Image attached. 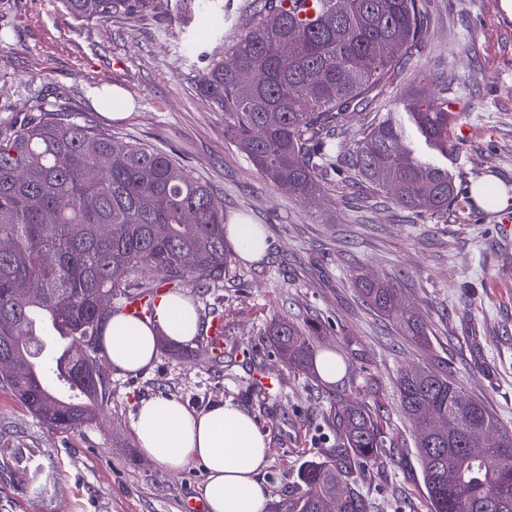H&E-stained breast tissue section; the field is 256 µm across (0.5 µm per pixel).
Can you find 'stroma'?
<instances>
[{
  "instance_id": "35a3bbf8",
  "label": "stroma",
  "mask_w": 512,
  "mask_h": 512,
  "mask_svg": "<svg viewBox=\"0 0 512 512\" xmlns=\"http://www.w3.org/2000/svg\"><path fill=\"white\" fill-rule=\"evenodd\" d=\"M198 0H164L156 12L87 23L62 0H0V107L45 94L51 109L126 139L171 152L211 185L225 218L262 225L270 248L257 264L233 259L219 287L184 283L203 323L224 322V361L201 344L187 355L159 350L148 371L132 375L103 362L107 410L69 433L44 429L0 389V445L53 451L58 485L51 496H14L0 478V512H187L198 500L200 465L170 474L144 457L133 433L141 399L173 395L200 411L229 401L246 409L269 440L262 474L264 512H288L303 490L306 461L322 458L339 438L330 417L361 404L381 422L379 463H353L352 481L370 512H428L415 432L400 412L396 379L411 367L447 365L466 392L512 428V231L507 210L477 207L472 183L512 190V18L500 0H431L429 38L410 74L389 81L380 104L408 92H438L459 117L449 155L457 194L447 219L398 207L356 182L332 176L326 191L303 202L269 185L224 137V115L197 91L205 65L193 44L211 49L198 28ZM119 90L127 116L112 119L94 90ZM389 283L402 306L422 317L420 346L370 312L354 276ZM319 318L325 330L313 354L345 363L335 382L285 362L268 334L278 318Z\"/></svg>"
}]
</instances>
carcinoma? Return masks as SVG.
Listing matches in <instances>:
<instances>
[{
	"label": "carcinoma",
	"instance_id": "carcinoma-1",
	"mask_svg": "<svg viewBox=\"0 0 512 512\" xmlns=\"http://www.w3.org/2000/svg\"><path fill=\"white\" fill-rule=\"evenodd\" d=\"M76 18L104 22L161 6L162 0H63ZM429 0H251L249 27L228 49L206 54L200 94L224 113V137L257 172L304 201L325 191L339 170L336 134L350 116L375 103V91L412 63L427 37ZM254 75L250 92L238 75ZM23 117L0 119V387L55 432L92 424L108 405L102 371L91 359L116 313L98 311L113 299L224 281L231 262L224 243V206L212 188L165 152L97 131L40 98ZM448 98L415 92L404 111L378 112L353 130L344 164L377 192L407 209L441 217L455 182L442 160L458 152ZM164 275L144 280L143 268ZM370 310L409 339L428 344L425 324L400 304L389 284L359 278ZM43 313L86 346L79 358L51 369L74 389L61 398L34 373L41 345L29 341ZM322 325L276 319L269 326L277 352L306 368ZM396 390L417 432L429 512H512V428L468 395L448 369L409 368ZM433 408L440 425L427 423ZM343 447L305 465L304 492L289 512H370L349 476L348 461L377 462L380 425L363 406L337 414Z\"/></svg>",
	"mask_w": 512,
	"mask_h": 512
}]
</instances>
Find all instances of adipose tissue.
<instances>
[{
	"label": "adipose tissue",
	"mask_w": 512,
	"mask_h": 512,
	"mask_svg": "<svg viewBox=\"0 0 512 512\" xmlns=\"http://www.w3.org/2000/svg\"><path fill=\"white\" fill-rule=\"evenodd\" d=\"M226 239L244 260H261L267 250L258 224H230ZM202 322L183 294L162 298L155 323L116 314L106 323L102 346L116 369L138 374L151 368L160 338L194 342ZM133 430L141 452L170 471L198 464L204 472L201 498L207 512H263L260 474L269 461L268 440L251 414L230 403L190 410L173 396L140 400Z\"/></svg>",
	"instance_id": "1"
}]
</instances>
